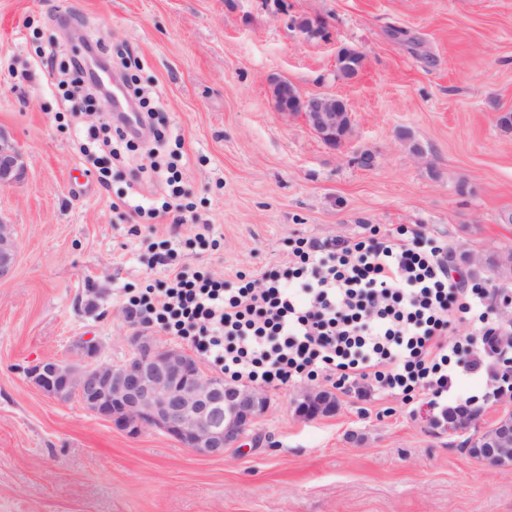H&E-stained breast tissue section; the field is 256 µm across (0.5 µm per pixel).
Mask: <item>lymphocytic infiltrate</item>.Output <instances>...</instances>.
Masks as SVG:
<instances>
[{
  "instance_id": "1",
  "label": "lymphocytic infiltrate",
  "mask_w": 512,
  "mask_h": 512,
  "mask_svg": "<svg viewBox=\"0 0 512 512\" xmlns=\"http://www.w3.org/2000/svg\"><path fill=\"white\" fill-rule=\"evenodd\" d=\"M92 50L72 54L65 68V100L104 106L101 127L88 128L79 150L92 156L101 129L121 140L107 93L91 79ZM168 187L162 205L130 198L132 224L170 220L156 265L161 278L147 280L126 303L127 315L144 325L189 340L236 383L281 388L323 377L338 387L367 382L412 396L423 391L430 407L447 402L458 372L484 374L487 348L500 335L486 288L459 287L448 276L445 245L399 226L354 239L291 241L287 267L256 277L240 271L235 282L179 264L185 245L181 173L153 167ZM467 315L470 335L449 340L457 315Z\"/></svg>"
}]
</instances>
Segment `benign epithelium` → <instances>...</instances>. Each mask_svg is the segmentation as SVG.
Listing matches in <instances>:
<instances>
[{
    "label": "benign epithelium",
    "mask_w": 512,
    "mask_h": 512,
    "mask_svg": "<svg viewBox=\"0 0 512 512\" xmlns=\"http://www.w3.org/2000/svg\"><path fill=\"white\" fill-rule=\"evenodd\" d=\"M300 115L328 147H342L340 132L352 112L336 111V95L311 94L302 102L279 109ZM25 170L24 157L10 136L0 130V187L11 185ZM16 259L11 225L0 217V277ZM132 351L121 363L98 360V344L85 340L78 358L44 360L28 368L27 378L45 396L67 402L77 399L91 414L108 420L130 436L157 430L182 447L208 457H222L238 447L246 433L269 409L268 396L256 389L208 377L182 348L163 345L144 330L131 336ZM303 418L336 411V397L317 388L306 389L293 401ZM474 414L448 417L450 433L469 428ZM469 452L487 466L512 471V412L467 441Z\"/></svg>",
    "instance_id": "1"
}]
</instances>
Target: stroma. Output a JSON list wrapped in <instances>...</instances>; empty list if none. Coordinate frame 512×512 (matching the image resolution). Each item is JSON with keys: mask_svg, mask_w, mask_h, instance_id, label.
Masks as SVG:
<instances>
[{"mask_svg": "<svg viewBox=\"0 0 512 512\" xmlns=\"http://www.w3.org/2000/svg\"><path fill=\"white\" fill-rule=\"evenodd\" d=\"M290 17L321 19L328 39ZM59 36L61 61L87 42L135 52L131 73L160 102L154 124L181 140L187 265L227 279L280 270L294 238L404 225L447 245L453 276L487 288L493 308L512 297V130L499 124L512 113V0H0V129L27 164L0 188L17 245L0 279V512H512V473L470 457V432L433 427L422 393L364 398L352 385L334 390V414L307 420L292 400L330 382L270 387L240 447L207 458L29 383V366L84 339L102 361L127 357V293L155 277L148 246L169 232L132 236L117 208L133 190L160 197L150 167L168 154L122 151L105 183L79 156L76 132L100 114H65L38 66ZM346 47L363 55L353 81L337 75ZM274 77L349 101L343 149L278 112ZM204 224L219 248L197 241ZM453 391L472 402L470 431L503 407L484 376Z\"/></svg>", "mask_w": 512, "mask_h": 512, "instance_id": "stroma-1", "label": "stroma"}]
</instances>
